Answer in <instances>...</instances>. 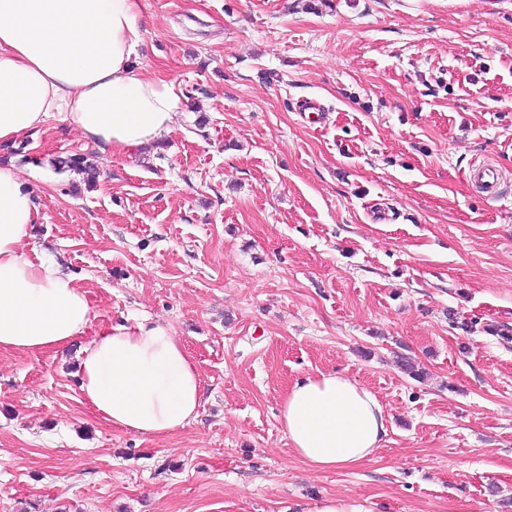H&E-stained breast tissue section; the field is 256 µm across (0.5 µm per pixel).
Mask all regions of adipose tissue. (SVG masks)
I'll return each instance as SVG.
<instances>
[{
	"instance_id": "ef3b65f1",
	"label": "adipose tissue",
	"mask_w": 512,
	"mask_h": 512,
	"mask_svg": "<svg viewBox=\"0 0 512 512\" xmlns=\"http://www.w3.org/2000/svg\"><path fill=\"white\" fill-rule=\"evenodd\" d=\"M139 0H0V143L37 135L64 113L101 154L151 145L179 107L172 85L131 65L141 41ZM34 195L0 165V350L36 353L86 334L87 293L59 265L27 259ZM85 402L115 427L163 436L185 427L201 401V377L181 340L159 323L115 327L84 349ZM280 421L310 468L371 459L387 435L376 396L349 377L296 381Z\"/></svg>"
}]
</instances>
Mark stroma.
I'll return each mask as SVG.
<instances>
[{
    "label": "stroma",
    "mask_w": 512,
    "mask_h": 512,
    "mask_svg": "<svg viewBox=\"0 0 512 512\" xmlns=\"http://www.w3.org/2000/svg\"><path fill=\"white\" fill-rule=\"evenodd\" d=\"M139 24L169 129L110 157L56 113L0 163L36 199L24 255L86 290L91 333L167 325L198 415L161 438L102 420L89 335L1 351L0 512H512V343L491 333L512 328V0H140ZM76 154L94 189L54 169ZM319 371L377 396L370 460L290 448L280 402ZM469 177L472 182L489 195L496 193L500 182V174L489 164L472 167ZM309 512H370L365 506L346 497L324 498L317 502Z\"/></svg>",
    "instance_id": "35a3bbf8"
}]
</instances>
